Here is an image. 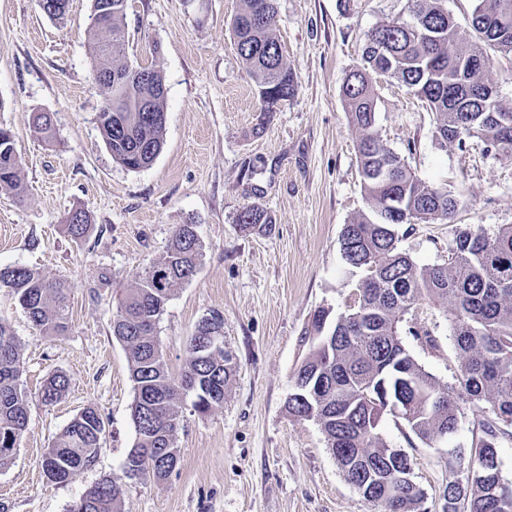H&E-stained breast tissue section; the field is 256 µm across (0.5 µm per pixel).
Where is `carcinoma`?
I'll return each instance as SVG.
<instances>
[{
    "instance_id": "1",
    "label": "carcinoma",
    "mask_w": 512,
    "mask_h": 512,
    "mask_svg": "<svg viewBox=\"0 0 512 512\" xmlns=\"http://www.w3.org/2000/svg\"><path fill=\"white\" fill-rule=\"evenodd\" d=\"M128 0H93L88 25L93 72L126 76L123 84H100L104 96L101 131L112 158L130 171L151 166L163 148L165 86L159 70L124 62L128 46ZM275 0H243L232 33L238 55L255 84L268 115L295 91L293 73L274 35ZM471 26L488 48L512 55V0H477ZM490 57L460 29L443 0H407V15L366 34L361 64L346 75L342 96L351 125L358 132L357 152L368 211L344 225L340 254L348 273L360 274L357 305L329 321L321 308L305 335L311 349L294 375L286 409L298 420L315 421L327 448L353 486L366 480L362 495L378 512H418L425 492L402 467L411 464L403 451L383 437L385 419L403 420L431 446L456 432L461 404L473 406L470 447L450 448L453 458L472 463L473 478L457 487L455 477L443 490V512H512V483L502 479L498 439L512 427V225L493 234L462 231L443 264L420 267L399 247L398 226L445 223L460 204L446 186L425 184L376 132L375 83L396 80L436 114L435 139L445 147L465 148L479 138L497 154L512 155V109L497 99L485 77ZM32 132L49 140L53 118L40 112ZM15 142L0 141V190L23 199L26 188L21 161L13 160ZM244 230L269 231L272 217L251 205L236 216ZM66 233L83 240L91 229L88 211L69 215ZM202 257L200 240L180 225L166 254L147 267L127 289L112 321V336L128 351L134 385L131 419L136 443L122 472L152 474L161 480L179 458L165 454L175 447L183 422V401L205 414L224 404L237 363L226 349L200 350L210 330H224L216 313L203 319L187 343V363L170 377L156 324L178 284L192 278ZM0 288L17 298L43 336L59 335L69 324L70 285L24 266L0 267ZM422 301L447 304L444 311L458 369L455 382L438 383L415 360L403 342L407 333L434 345L431 331L409 325ZM21 358L11 327L0 322V468L28 427V400L20 385ZM69 378L55 373L42 386L46 402L59 400ZM105 422L97 408L76 415L44 453L46 477L67 481L94 464L102 447ZM72 512H121L117 478L106 477L89 489Z\"/></svg>"
}]
</instances>
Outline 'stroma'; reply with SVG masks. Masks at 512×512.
I'll use <instances>...</instances> for the list:
<instances>
[{
    "label": "stroma",
    "instance_id": "obj_1",
    "mask_svg": "<svg viewBox=\"0 0 512 512\" xmlns=\"http://www.w3.org/2000/svg\"><path fill=\"white\" fill-rule=\"evenodd\" d=\"M92 4L70 0L66 18L54 21L37 0H0V125L15 136L26 185L21 202L0 192V266L29 267L72 287L69 327L57 336L40 335L0 290V321L20 347L29 411L12 461L0 470V512H71L100 479L120 476L136 441L134 388L112 319L126 288L165 254L182 224L195 225L203 257L157 324L164 360L179 375L190 336L216 312L237 373L223 406L201 415L185 405L180 461L166 479L122 478V512H371L319 425L289 416L285 404L310 350L304 330L312 315L345 313L355 290L339 237L367 203L344 77L359 63L367 32L402 15L407 0H275L274 34L295 92L266 117L229 31L242 0H128L127 60L155 66L167 88L163 150L139 171L113 160L97 128L103 96L89 58ZM376 89L384 143L427 185L461 193L453 220L415 225L402 251L418 266L441 264L459 231L512 224V156L487 151L477 138L462 150L440 147L423 102L393 80ZM37 112L53 116L51 141L30 131ZM253 204L272 215L270 231L236 224ZM76 207L92 219L79 243L64 230ZM442 311L423 306L435 346L411 335L403 341L448 384L457 360ZM57 372L69 388L44 402L41 387ZM90 405L106 426L95 466L62 484L48 481L43 453ZM471 429L466 406L448 442L429 447L403 422L386 419L383 436L409 456L426 512H442L448 451L468 447Z\"/></svg>",
    "mask_w": 512,
    "mask_h": 512
}]
</instances>
